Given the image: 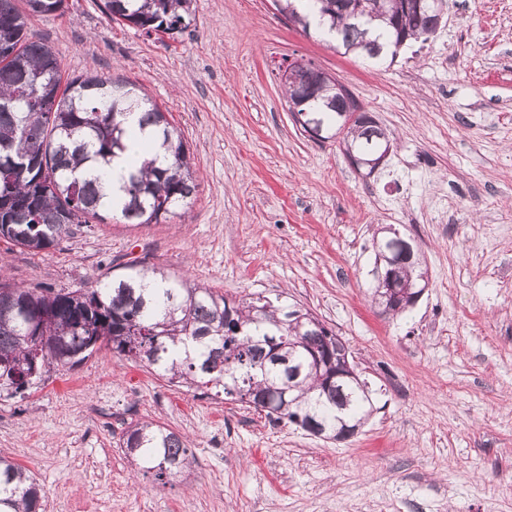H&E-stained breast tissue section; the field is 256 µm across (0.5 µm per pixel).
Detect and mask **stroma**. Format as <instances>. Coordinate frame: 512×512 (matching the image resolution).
Returning a JSON list of instances; mask_svg holds the SVG:
<instances>
[{"mask_svg":"<svg viewBox=\"0 0 512 512\" xmlns=\"http://www.w3.org/2000/svg\"><path fill=\"white\" fill-rule=\"evenodd\" d=\"M102 6L66 0L28 27L65 75L141 86L181 131L197 193L166 221L96 222L45 254L0 241V279L74 289L137 264L280 297L342 338L373 412L348 439L317 438L104 349L0 404V454L34 474L45 512H512V0H445L428 41L383 66L305 35L273 0H193L188 29L151 37ZM291 58L392 133L385 167L361 177L295 124ZM388 226L429 276L393 318L371 301ZM141 417L189 437V473L131 467L118 440Z\"/></svg>","mask_w":512,"mask_h":512,"instance_id":"1","label":"stroma"}]
</instances>
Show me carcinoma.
I'll return each mask as SVG.
<instances>
[{
    "label": "carcinoma",
    "mask_w": 512,
    "mask_h": 512,
    "mask_svg": "<svg viewBox=\"0 0 512 512\" xmlns=\"http://www.w3.org/2000/svg\"><path fill=\"white\" fill-rule=\"evenodd\" d=\"M65 0H0V239L32 254L57 248L72 226L120 218L158 223L186 208L196 192L195 170L181 134L135 83L89 71L64 77L61 63L28 30V19L64 11ZM192 0H105L104 12L146 35L181 33ZM322 0H281L280 11L308 29L319 15L321 33L344 53L375 60L395 57L399 39H428L434 15L405 14L398 25L368 14L321 16ZM314 85L304 108L331 134L346 132V148L366 153L385 147L376 122H348L343 100ZM142 110L168 159L131 164L120 202L103 193L112 161L136 134L126 114ZM29 159L25 170L10 157ZM395 281L417 280L420 256L394 251ZM24 302L22 312L0 313V402L22 401L51 368L75 365L106 347L143 362L169 383L211 385L224 399L246 402L273 421L330 436L339 422L360 426L370 413L365 385L336 380V334L311 312L266 296L229 300L155 268L123 277L81 279L68 292L0 283V293ZM320 356L322 366L314 364ZM126 456L157 479L191 467L186 439L164 425L136 420L124 429ZM42 489L21 466L0 456V512H42Z\"/></svg>",
    "instance_id": "obj_1"
}]
</instances>
